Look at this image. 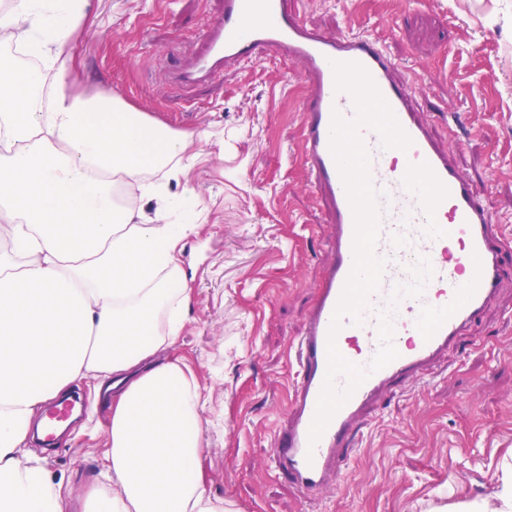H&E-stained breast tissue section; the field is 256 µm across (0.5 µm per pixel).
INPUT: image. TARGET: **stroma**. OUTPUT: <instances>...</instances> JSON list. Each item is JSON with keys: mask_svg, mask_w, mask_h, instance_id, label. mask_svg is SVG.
Listing matches in <instances>:
<instances>
[{"mask_svg": "<svg viewBox=\"0 0 512 512\" xmlns=\"http://www.w3.org/2000/svg\"><path fill=\"white\" fill-rule=\"evenodd\" d=\"M330 34L378 39L411 88L412 107L451 162L512 226V0H291ZM218 0H89L74 93L107 91L176 133L209 141L143 178L178 199L193 191L198 231L180 245L190 306L164 357L209 393L199 466L233 512H489L512 462V266L496 304L443 354L428 383L386 394L362 418L340 481L305 494L268 463L289 407L293 344L314 305L327 255L323 202L301 158L307 84L296 61L269 56L199 88L170 74L189 59ZM460 116L459 129L448 113ZM86 414L53 448L33 446L84 512L109 449L111 403L99 383L73 386Z\"/></svg>", "mask_w": 512, "mask_h": 512, "instance_id": "obj_1", "label": "stroma"}]
</instances>
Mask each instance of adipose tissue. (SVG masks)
<instances>
[{
	"instance_id": "adipose-tissue-1",
	"label": "adipose tissue",
	"mask_w": 512,
	"mask_h": 512,
	"mask_svg": "<svg viewBox=\"0 0 512 512\" xmlns=\"http://www.w3.org/2000/svg\"><path fill=\"white\" fill-rule=\"evenodd\" d=\"M86 17V0H17L0 13V39L40 61H0V234L12 243L0 252V512H65L61 484L25 449L36 411L76 380L112 376L124 387L90 512H224L203 476L183 473L204 445L201 395L158 356L189 300L177 246L198 227L173 223L151 185L149 221L116 210L108 181L137 179L209 136L171 132L106 92L73 95ZM161 311L162 340L151 334Z\"/></svg>"
}]
</instances>
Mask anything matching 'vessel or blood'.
<instances>
[{"instance_id": "obj_1", "label": "vessel or blood", "mask_w": 512, "mask_h": 512, "mask_svg": "<svg viewBox=\"0 0 512 512\" xmlns=\"http://www.w3.org/2000/svg\"><path fill=\"white\" fill-rule=\"evenodd\" d=\"M284 0H222L216 17L202 30L191 66L177 82L194 86L234 64L270 55L300 61L308 83L303 105L302 155L311 187L326 204L324 243L331 258L317 283V299L296 343L297 371L286 419L274 433L269 461L300 491L325 488L341 468L347 449L357 447L354 428L362 414L395 387L424 381L439 356L463 329L474 325L496 300L512 234L493 230L489 206L473 181L448 161L410 108V88L394 79V62L381 43L350 32L330 36L302 23ZM360 65L410 144L388 148L375 129L359 136L369 155V176L382 196L376 253L386 261L383 278L369 298L362 324L343 319L332 330L334 312L354 264L355 216L331 147L334 117H357L352 95L338 89L334 66ZM427 258L433 275L420 297L389 299L396 284L408 282V265ZM393 307V343L398 356L370 374L335 412L318 440L310 428L328 369V345L367 365L377 352L378 309Z\"/></svg>"}]
</instances>
